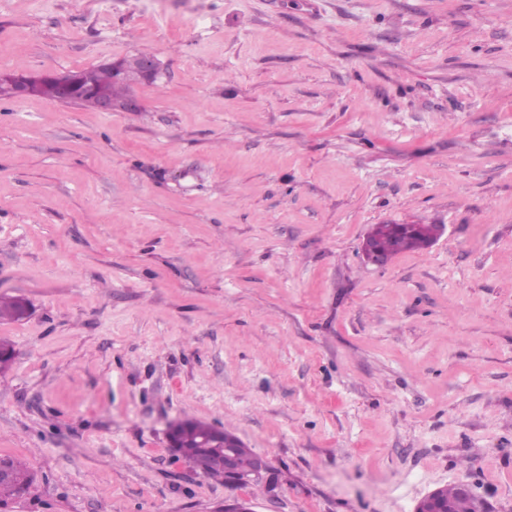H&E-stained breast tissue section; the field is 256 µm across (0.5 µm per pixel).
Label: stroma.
<instances>
[{
    "mask_svg": "<svg viewBox=\"0 0 512 512\" xmlns=\"http://www.w3.org/2000/svg\"><path fill=\"white\" fill-rule=\"evenodd\" d=\"M138 52L140 111L0 98V512H512V0H0V72ZM161 72V63L154 55H140L137 74L135 75L136 84H151ZM152 84H155L152 83ZM416 225L423 227L415 230L414 226ZM436 228V224H378L369 236L376 237L377 246L389 258L403 251L424 249ZM379 249L369 241H365L364 253L368 261L378 265L385 262ZM212 428L215 437L224 438V448H200V439L208 434V425L185 421L179 426V439L185 446L179 449L185 462L197 473L214 479L227 478L225 463L226 471L234 478V483L247 484L260 480L267 468L265 460L257 456L250 464H241L235 452L240 439L232 433ZM239 447L236 448L239 456L248 463L255 454L243 442L239 443ZM8 476L0 481V504L22 499L32 487L34 474L29 464L12 457H0Z\"/></svg>",
    "mask_w": 512,
    "mask_h": 512,
    "instance_id": "35a3bbf8",
    "label": "stroma"
}]
</instances>
